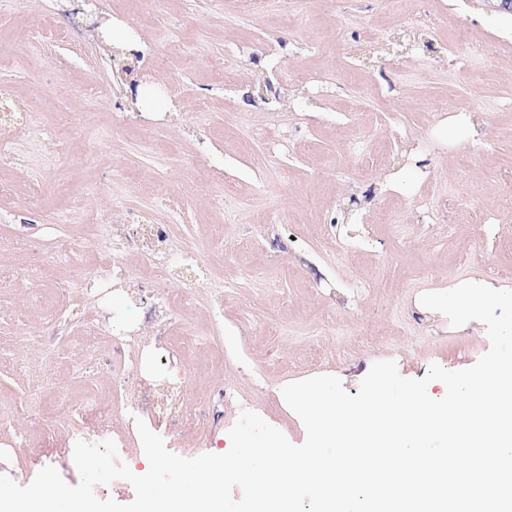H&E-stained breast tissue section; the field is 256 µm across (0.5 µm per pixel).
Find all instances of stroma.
<instances>
[{
    "instance_id": "1",
    "label": "stroma",
    "mask_w": 512,
    "mask_h": 512,
    "mask_svg": "<svg viewBox=\"0 0 512 512\" xmlns=\"http://www.w3.org/2000/svg\"><path fill=\"white\" fill-rule=\"evenodd\" d=\"M44 5L0 0V150L16 158L0 166L12 188L0 197V474L27 485L97 434L70 405L111 394L113 337L181 286L113 264L91 226L166 224L207 255L172 326L182 367L155 361L147 332L143 366L125 375L132 393L144 379L183 385L203 419L227 388L223 421L197 440L173 415L160 429L183 457L225 453L245 409L302 444L286 384L332 375L354 395L378 361L419 379L488 352L483 323L451 326L420 297L465 282L512 290L500 278L512 270V14L489 0H59L65 38L30 39ZM420 16L430 27L407 37ZM98 17L155 53L180 44L171 70L138 71L170 111L131 110L111 47L84 31ZM478 44L492 58L466 62ZM460 112L478 135L454 136ZM474 207L491 226L472 223ZM107 265L101 334L53 329L68 284ZM132 294L144 308L126 310ZM35 368L54 394L31 420Z\"/></svg>"
}]
</instances>
